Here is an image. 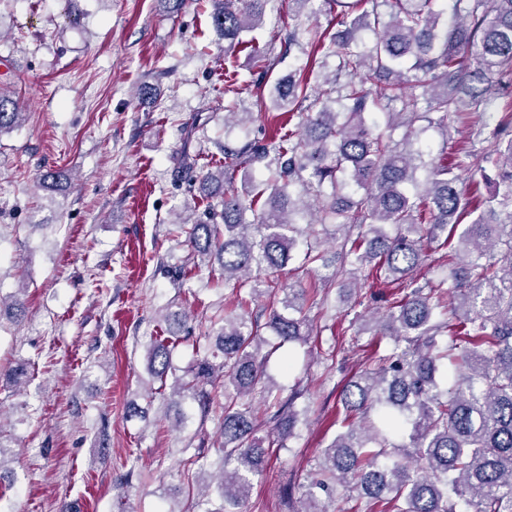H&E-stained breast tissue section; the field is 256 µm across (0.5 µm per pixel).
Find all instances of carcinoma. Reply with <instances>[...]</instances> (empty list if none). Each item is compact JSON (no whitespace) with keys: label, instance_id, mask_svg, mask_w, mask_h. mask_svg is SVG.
Wrapping results in <instances>:
<instances>
[{"label":"carcinoma","instance_id":"carcinoma-1","mask_svg":"<svg viewBox=\"0 0 512 512\" xmlns=\"http://www.w3.org/2000/svg\"><path fill=\"white\" fill-rule=\"evenodd\" d=\"M211 2L213 26L232 48L263 23L273 0ZM452 2L444 23L439 0H323L344 29L329 35L310 22L299 29L304 43L336 57L338 72L367 78L343 86L334 74L314 84L277 81L272 106L300 117L297 130L266 145L227 143L224 168L203 176L217 183L210 195L221 209L208 224L180 229L193 255L219 264L231 289L224 315L214 318L215 350L179 375L173 353L187 337L155 336L147 348L160 395L174 379L179 426L182 402H198L205 418L208 387L224 386L222 504L203 512H240L270 448L285 447L307 412L297 408L303 387L273 395L265 365L283 344L312 338L304 308L317 303L319 289L287 286L279 272L301 244L305 264H326L319 243L330 225L340 289L361 295L370 269L407 293L386 298L375 335L393 346L373 352L374 365L343 388V431L322 450L296 512H321L318 494L339 486L353 512H512V0ZM494 109L499 116L482 121L486 146L477 153L425 163L423 152L393 138L398 127L408 141L420 121L444 125ZM21 117L17 101L0 92V133ZM256 164L272 178L239 192L232 172ZM422 165L429 174L418 192ZM477 172L492 185L485 196ZM450 236L457 241L446 274L419 283L428 251L448 246ZM258 299L275 343L248 310ZM445 335L451 341L439 343ZM258 398L276 407L265 438L257 436ZM373 412L380 424L357 422Z\"/></svg>","mask_w":512,"mask_h":512}]
</instances>
